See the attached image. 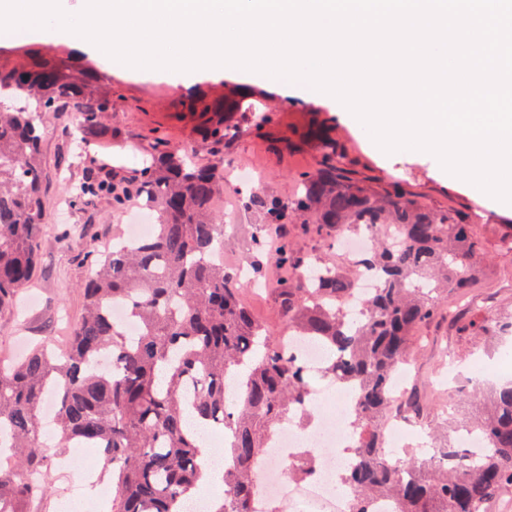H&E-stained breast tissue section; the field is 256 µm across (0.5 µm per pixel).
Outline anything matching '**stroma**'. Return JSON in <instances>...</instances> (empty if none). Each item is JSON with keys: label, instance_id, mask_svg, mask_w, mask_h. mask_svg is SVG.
Instances as JSON below:
<instances>
[{"label": "stroma", "instance_id": "1", "mask_svg": "<svg viewBox=\"0 0 512 512\" xmlns=\"http://www.w3.org/2000/svg\"><path fill=\"white\" fill-rule=\"evenodd\" d=\"M88 63H101L112 76V145L80 148L74 111L50 112L43 128L44 224L32 279L15 305L0 309V360L19 356L31 345H60L85 312L82 285L95 254L119 237L127 220L143 212L141 199L115 207L104 197L78 200L76 190L86 170L103 166L121 179L134 174L145 158L163 148H191L199 164H209L212 148L199 136L197 121L180 106L182 95L205 91L227 96L240 88L254 91V104L271 118L261 131L245 132L223 148L224 195L216 208L237 213L238 222L224 236V266L228 269L260 264L263 276L273 268L270 246L256 248L251 233L263 224L254 198L288 202L296 193L302 173L312 171L322 156L314 143L287 149L288 141L302 134L312 121L325 122L336 139V160L349 172L375 187L398 180L419 202L435 210L467 214L487 208L484 198L465 183L449 187L448 178L433 155L419 151L384 154L368 132L355 124L335 100L303 83L263 74L243 75L232 70L215 77L179 71H132L125 65L85 51ZM275 233L288 241L304 260L336 262L351 268L352 261L336 242L314 226L288 221ZM482 249L478 260L483 274L473 288L457 295L455 309L461 321L512 315V252L501 250L502 238L512 236V211L505 209L492 223L480 225ZM239 299L254 318L272 333L286 325L276 282L256 288L241 287ZM460 323L441 316L424 324L413 343L408 364L414 386L423 399L417 422L407 429L414 444H434L436 437L457 433L471 413L466 390L476 368L490 378L512 381V357L502 354L497 340L460 331ZM87 469L102 468L100 456L86 448H65L52 461L50 489L36 512H65L78 499L87 512H104L112 499L109 482L91 483L70 472L73 460Z\"/></svg>", "mask_w": 512, "mask_h": 512}]
</instances>
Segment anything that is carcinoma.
Here are the masks:
<instances>
[{
    "label": "carcinoma",
    "mask_w": 512,
    "mask_h": 512,
    "mask_svg": "<svg viewBox=\"0 0 512 512\" xmlns=\"http://www.w3.org/2000/svg\"><path fill=\"white\" fill-rule=\"evenodd\" d=\"M112 75L87 64L75 68L69 52L50 48L37 60H0V100L21 106L0 110V308L12 304L33 273L42 228V114L74 108L84 144L112 141L102 121ZM247 92L224 101L204 93L182 106L201 117L204 140L218 148L243 133L222 113L242 106ZM323 162L302 176L288 202L256 199L264 230L293 216L328 237L367 224L394 227L397 241L357 259L378 272L382 287L366 302V319L351 329L334 303L352 293L348 274L335 265L304 264L281 244L276 261L289 287L280 289L288 326L327 352L326 374L357 385L353 451L357 467L341 476L349 486L350 512H365L373 495L395 500L397 512H483L485 502L512 487V383L487 391L488 406L468 427L487 447L473 457L438 445L439 466L426 458L386 459L378 424L391 398L392 376L408 358L418 328L440 313L448 292H464L481 274L478 219L422 205L394 181L374 188L334 162L336 140L317 131ZM224 160L199 167L178 151L163 152L119 183L90 172L79 197H108L121 207L143 197L158 216L146 240L112 250L92 265L84 286L87 311L65 352L30 349L16 364L0 367V512H29L24 504L46 493L42 468L57 449L44 442L38 414L49 398L66 443L100 451L112 468L111 512H182L209 447L206 431L188 419L194 411L209 428L221 426L231 443L224 455V496L217 512H256L254 466L269 435L308 400L303 365L280 337L254 320L237 297L235 273L215 262L224 245L213 200L224 192ZM127 304L139 324L131 340L112 321L110 307ZM484 336L512 335V317L478 325ZM112 356V371L99 357ZM241 378L228 398L224 379Z\"/></svg>",
    "instance_id": "cac0c4a2"
}]
</instances>
